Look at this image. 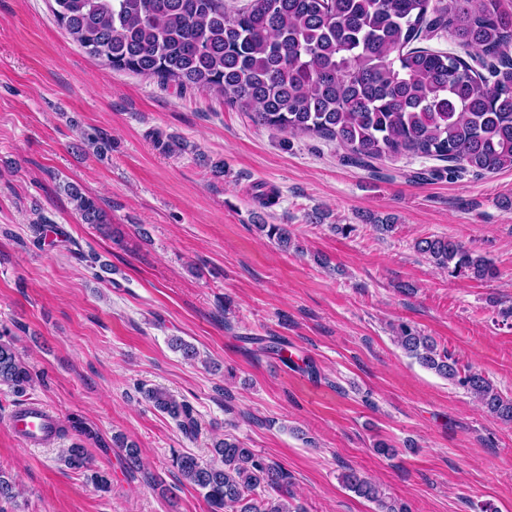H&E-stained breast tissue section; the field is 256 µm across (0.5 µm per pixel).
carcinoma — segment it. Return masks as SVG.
<instances>
[{
	"label": "carcinoma",
	"mask_w": 512,
	"mask_h": 512,
	"mask_svg": "<svg viewBox=\"0 0 512 512\" xmlns=\"http://www.w3.org/2000/svg\"><path fill=\"white\" fill-rule=\"evenodd\" d=\"M52 11L72 40L112 69L164 85L224 97L261 124L286 133L329 138L368 163L402 154L448 163V172L512 170V11L500 0H53ZM446 32L469 57L417 47ZM66 194L84 224L106 230L99 201L74 184ZM256 228L283 251L294 242L284 224ZM418 252L452 272L496 276L491 259L439 237L415 242ZM395 339L421 366L462 387L493 417L512 423V398L485 374L461 370L458 359L405 322ZM33 375L11 332L0 331V385L23 393ZM143 398L188 436L198 430L192 407L161 388ZM128 468L138 449L119 437ZM213 458L172 455V465L197 487L213 512H299L290 504L288 473L236 438L215 440ZM73 470L92 471L79 444L66 449ZM343 483L375 503L376 512H409L356 470Z\"/></svg>",
	"instance_id": "obj_1"
}]
</instances>
